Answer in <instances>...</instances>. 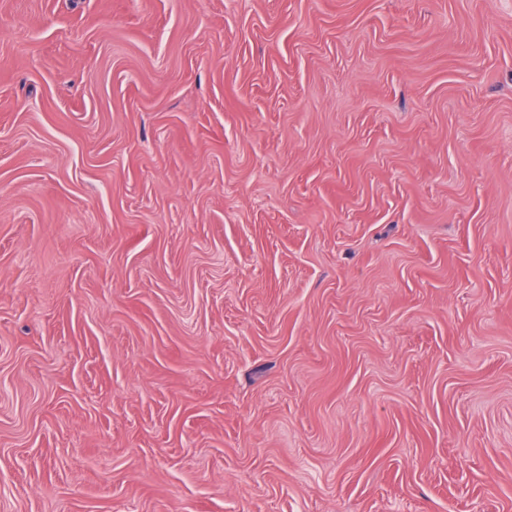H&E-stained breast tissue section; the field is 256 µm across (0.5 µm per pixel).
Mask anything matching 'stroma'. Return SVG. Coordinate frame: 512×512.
I'll return each instance as SVG.
<instances>
[{
	"mask_svg": "<svg viewBox=\"0 0 512 512\" xmlns=\"http://www.w3.org/2000/svg\"><path fill=\"white\" fill-rule=\"evenodd\" d=\"M0 512H512V0H0Z\"/></svg>",
	"mask_w": 512,
	"mask_h": 512,
	"instance_id": "obj_1",
	"label": "stroma"
}]
</instances>
